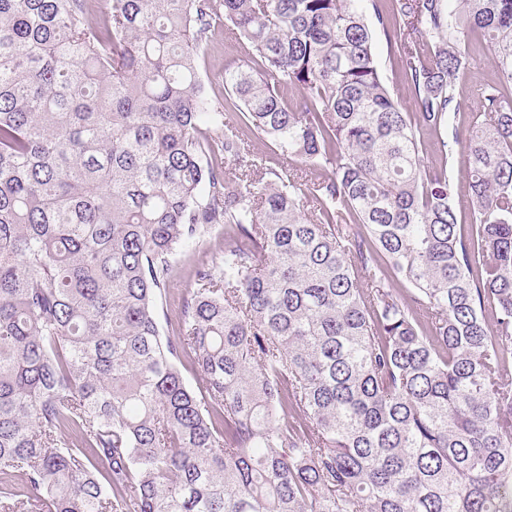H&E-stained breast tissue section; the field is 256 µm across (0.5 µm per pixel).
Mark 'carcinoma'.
<instances>
[{
	"mask_svg": "<svg viewBox=\"0 0 512 512\" xmlns=\"http://www.w3.org/2000/svg\"><path fill=\"white\" fill-rule=\"evenodd\" d=\"M511 360L512 0H0V512H512ZM235 31L218 27L206 47L205 60L200 63V78L215 103L224 101V67L245 60L247 49ZM376 53L379 67L388 78V85L394 97L398 98L399 102H401L405 112H410L412 105L411 89L402 74H400L395 59L388 53L383 36L376 42ZM494 78V68L490 61L483 59L480 64L476 65L471 73L468 75L464 87L465 106L463 111L457 116L455 125L466 133L469 120L468 117L472 112L480 111V100L478 96V89L482 84ZM224 225L213 226L210 233L198 244L177 249L171 256L172 274L170 290L164 302L168 323L162 317L163 334H171L177 328L178 304L183 294L197 288L194 268L200 262L214 266V274L219 275L224 269Z\"/></svg>",
	"mask_w": 512,
	"mask_h": 512,
	"instance_id": "cac0c4a2",
	"label": "carcinoma"
}]
</instances>
